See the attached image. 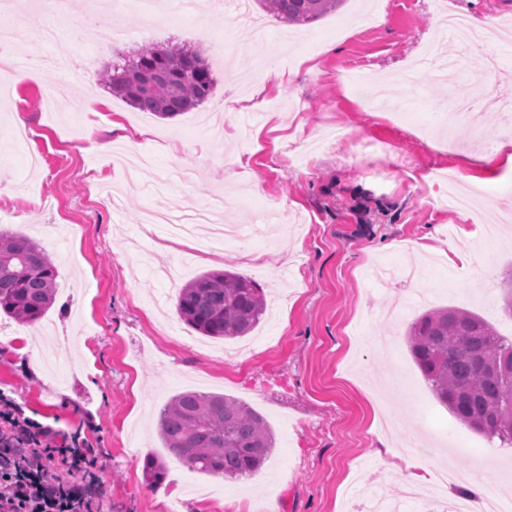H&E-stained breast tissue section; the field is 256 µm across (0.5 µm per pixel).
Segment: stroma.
Wrapping results in <instances>:
<instances>
[{
  "label": "stroma",
  "mask_w": 512,
  "mask_h": 512,
  "mask_svg": "<svg viewBox=\"0 0 512 512\" xmlns=\"http://www.w3.org/2000/svg\"><path fill=\"white\" fill-rule=\"evenodd\" d=\"M373 2L346 0L302 27L270 19L290 46L275 58L280 78L269 80L260 70L265 44L228 62L216 49L238 25L230 7L187 11L152 30L130 14V35L118 42L80 7L17 18L22 54L46 68L42 83L13 80L0 99V229L40 242L57 263L59 288L43 319L55 329L51 339L30 338L28 325L0 317V390L95 448L111 512H168L181 498L187 512H366L377 496L405 501L398 465L408 451L438 462L448 455L471 471L498 450L499 441L434 399L406 336L421 313L445 307L512 335L501 290L512 235L487 242L480 221L436 200L435 175L444 172L460 189L482 190V207L512 211V166L468 149L477 135L502 143V113L480 108L475 125L455 117L497 46L470 49L453 76L419 71L423 94L405 83L385 87L434 45L439 0H384L379 23H361ZM48 26L57 43L41 41ZM167 43L202 49L216 79L204 104L172 118L138 110L102 81L64 80L52 64L62 47L72 69L100 74L142 46ZM360 58L389 106L347 90ZM49 90L65 106H100L75 127L45 111ZM116 121L138 137L113 164L96 145L114 140ZM228 125L238 129L231 143ZM445 139L456 151L442 147ZM235 150L249 156L248 167H225ZM157 180L175 185L188 210L226 189L231 222L258 225V233L202 250L207 226L185 243L148 231L140 215L155 202ZM186 256L188 277L229 270L261 286L268 310L250 336L215 339L179 320L161 271ZM415 268L428 290L408 307L405 274ZM184 391L222 393L264 416L276 447L259 472L213 478L168 455L156 418ZM150 453L168 467L154 487L144 477Z\"/></svg>",
  "instance_id": "1"
}]
</instances>
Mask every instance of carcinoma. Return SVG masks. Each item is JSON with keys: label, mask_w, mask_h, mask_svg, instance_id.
Returning <instances> with one entry per match:
<instances>
[{"label": "carcinoma", "mask_w": 512, "mask_h": 512, "mask_svg": "<svg viewBox=\"0 0 512 512\" xmlns=\"http://www.w3.org/2000/svg\"><path fill=\"white\" fill-rule=\"evenodd\" d=\"M345 0H254L258 8L289 25L310 24ZM215 77L202 53L179 45H150L112 65V92L143 112L174 117L205 102ZM58 269L39 243L0 230V312L33 325L56 299ZM176 311L190 327L216 339L249 335L266 311L260 286L230 271L204 272L178 294ZM410 355L434 397L462 424L512 445V373L499 371L512 357V340L484 317L440 308L408 329ZM159 437L189 469L230 479L256 473L275 448L264 417L224 394L183 392L161 408ZM150 483L166 475L162 458L149 454Z\"/></svg>", "instance_id": "cac0c4a2"}]
</instances>
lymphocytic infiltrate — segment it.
I'll list each match as a JSON object with an SVG mask.
<instances>
[{
	"mask_svg": "<svg viewBox=\"0 0 512 512\" xmlns=\"http://www.w3.org/2000/svg\"><path fill=\"white\" fill-rule=\"evenodd\" d=\"M97 461L79 436L28 416L0 391V512H82L100 498ZM66 473L81 475L82 484H65Z\"/></svg>",
	"mask_w": 512,
	"mask_h": 512,
	"instance_id": "obj_1",
	"label": "lymphocytic infiltrate"
}]
</instances>
